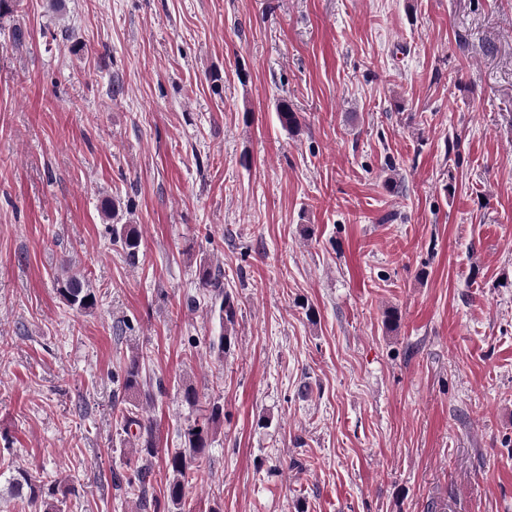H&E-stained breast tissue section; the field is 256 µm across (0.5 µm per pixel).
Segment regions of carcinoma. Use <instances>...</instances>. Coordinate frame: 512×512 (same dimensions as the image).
Wrapping results in <instances>:
<instances>
[{
  "label": "carcinoma",
  "mask_w": 512,
  "mask_h": 512,
  "mask_svg": "<svg viewBox=\"0 0 512 512\" xmlns=\"http://www.w3.org/2000/svg\"><path fill=\"white\" fill-rule=\"evenodd\" d=\"M280 124L292 129L298 124V115L288 104V100L279 101L276 107ZM112 243L121 247L126 259L131 264L139 260L141 236L132 224L112 225ZM199 284L211 293L214 304L211 310L216 312L220 323V334L210 341V349L222 357L232 344V336L237 317V307L230 293L224 291V272L214 269L208 264L199 266ZM58 293L66 304L77 310L91 308L95 302V294L88 288L85 276L79 272H70L58 281ZM141 364L139 356H132L125 366L123 389L137 395L141 393ZM224 418V405L214 402L208 409V417L203 423L193 422L183 429L180 437L183 447L176 448L166 454L165 465L170 473L167 487V499L172 506L182 505L185 479L189 472L200 470L207 460L206 448L209 445V425ZM123 431L135 432L134 447L140 449L144 462L133 466L132 473L126 477L127 484L132 488L145 490L151 475L149 459L156 456L155 430L153 422L132 409L123 415ZM8 492L14 497H24L33 505L36 512H61L62 500L58 495H65L70 489H63L56 484H46L32 473L22 470L16 472L9 480Z\"/></svg>",
  "instance_id": "carcinoma-1"
}]
</instances>
